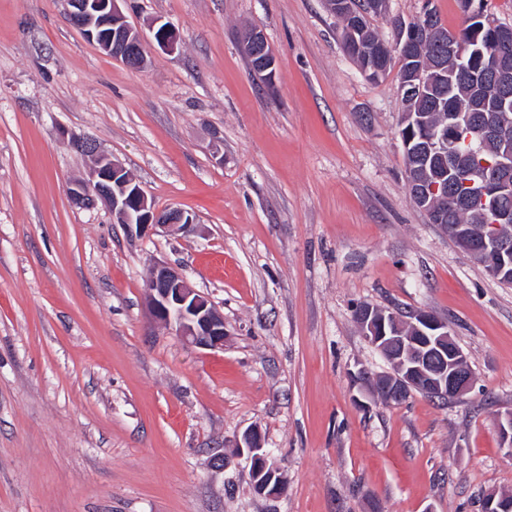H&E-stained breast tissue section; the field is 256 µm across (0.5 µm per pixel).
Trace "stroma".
<instances>
[{
  "label": "stroma",
  "instance_id": "stroma-1",
  "mask_svg": "<svg viewBox=\"0 0 512 512\" xmlns=\"http://www.w3.org/2000/svg\"><path fill=\"white\" fill-rule=\"evenodd\" d=\"M458 0H387L371 25ZM134 70L88 42L67 0H0V512H482L512 494L496 426L512 410V284L411 201L398 78H368L326 0H123ZM177 33L160 49L154 23ZM264 33L265 81L242 33ZM89 137L186 233L114 223L68 189ZM157 260L224 314L220 349L148 312ZM366 304L446 319L474 374L464 398L360 406L389 366ZM258 428L286 480L252 489L234 457Z\"/></svg>",
  "mask_w": 512,
  "mask_h": 512
}]
</instances>
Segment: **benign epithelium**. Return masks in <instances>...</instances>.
Listing matches in <instances>:
<instances>
[{
    "label": "benign epithelium",
    "mask_w": 512,
    "mask_h": 512,
    "mask_svg": "<svg viewBox=\"0 0 512 512\" xmlns=\"http://www.w3.org/2000/svg\"><path fill=\"white\" fill-rule=\"evenodd\" d=\"M122 0H68L70 14L80 20L79 29L85 39L130 68H140L146 57L140 31L131 25L123 14L119 3ZM333 11L347 19V35L352 37L362 27L366 14L354 0H334L330 3ZM467 23L474 29L482 28L485 20V4L482 0H467L463 7ZM437 41L448 49V58L464 61L469 50L474 55L487 58L491 65L483 74L482 85L490 89V96L503 103L512 98V68L508 65L512 54V26L500 25L495 38L488 44L479 45L460 40H448L438 32L432 11L425 10L416 20L398 28L394 41L386 42L374 50V55H391L411 47L421 39ZM154 40L162 49L172 50L177 44L176 32L165 26L154 34ZM248 45L261 65L262 71L273 67V56L263 32L252 29L247 36ZM445 76L444 66H423L412 64L404 73L400 92L405 110L401 126L411 131L416 125L413 106L426 89L435 84V79ZM483 135L502 142L506 155L512 154V142L504 127L494 120L480 119ZM424 145L417 160L427 161L430 150L439 148L440 156L448 154V134L431 129L422 138ZM69 145L93 159L88 178L69 188L72 203L80 207L104 204L113 219L121 224H135L140 228H162L169 232L193 228L196 218L192 214L169 209L154 208L145 190L136 183L124 166L110 155L99 150L97 143L85 137H73ZM481 193L492 192L498 199L512 195V164L500 161L497 172L489 176L479 174ZM448 200V179L441 175L425 184L415 197V205L426 215L431 224L444 221L443 202ZM493 231L482 234L479 249L471 250V232L462 225H455L452 231L467 253L485 259L487 272L501 281L512 280V230L507 234ZM149 309L153 319L165 325H173L177 333L192 344L205 349L224 348V313L218 309L204 292L192 287L179 268L168 262H158L151 269L146 281ZM373 307H357V322L369 343L391 364L392 373L375 377L365 368L352 374L359 392L367 400L384 397L389 401L410 395L421 386L430 395H452L456 398L469 393L473 387L474 375L467 365L466 357L454 342L448 321L427 312H415L403 318L396 310H388L390 321L377 320L372 314ZM502 434L507 457H512V411L496 419ZM238 456H244L250 464L253 491L260 496L273 497L283 492V481L279 468L272 460L271 453L264 446L259 429L245 430L236 443Z\"/></svg>",
    "instance_id": "1"
}]
</instances>
